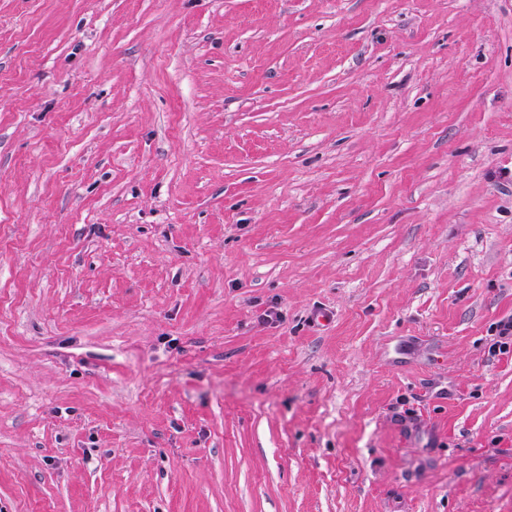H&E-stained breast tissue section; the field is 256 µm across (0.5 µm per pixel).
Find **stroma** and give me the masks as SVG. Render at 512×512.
<instances>
[{
  "label": "stroma",
  "instance_id": "1",
  "mask_svg": "<svg viewBox=\"0 0 512 512\" xmlns=\"http://www.w3.org/2000/svg\"><path fill=\"white\" fill-rule=\"evenodd\" d=\"M511 315L512 0H0V512H512Z\"/></svg>",
  "mask_w": 512,
  "mask_h": 512
}]
</instances>
